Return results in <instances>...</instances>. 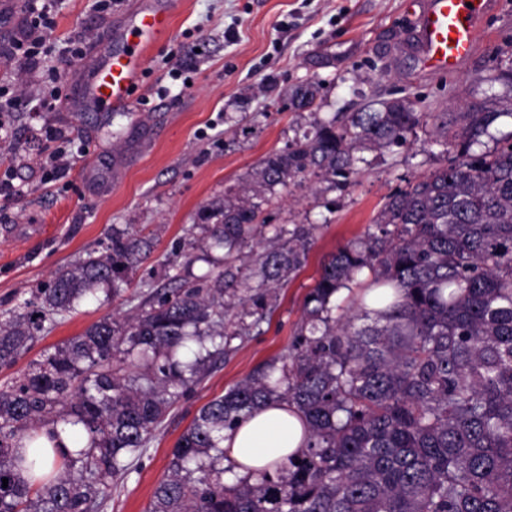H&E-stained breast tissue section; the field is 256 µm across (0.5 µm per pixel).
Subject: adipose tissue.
Instances as JSON below:
<instances>
[{
	"label": "adipose tissue",
	"instance_id": "adipose-tissue-1",
	"mask_svg": "<svg viewBox=\"0 0 512 512\" xmlns=\"http://www.w3.org/2000/svg\"><path fill=\"white\" fill-rule=\"evenodd\" d=\"M304 430L287 405L268 406L224 433V449L235 463L251 469L281 463L299 449Z\"/></svg>",
	"mask_w": 512,
	"mask_h": 512
}]
</instances>
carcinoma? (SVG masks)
I'll use <instances>...</instances> for the list:
<instances>
[{
  "mask_svg": "<svg viewBox=\"0 0 512 512\" xmlns=\"http://www.w3.org/2000/svg\"><path fill=\"white\" fill-rule=\"evenodd\" d=\"M314 101L310 85L290 96L295 110ZM505 108L471 107L456 131L436 126L431 143L446 152L458 142L456 157L390 195L375 230L323 261L292 352L197 410L146 512H512V141L471 152L512 116V99ZM424 118L394 99L340 126L315 122L196 213L187 232L224 249L223 272L202 285L175 275L135 315L103 316L1 384L0 512H95L126 459L145 453L175 400L239 335L236 319L265 320L269 297L306 264L317 225H273L253 258L258 284L240 277L234 254L262 234L267 194L307 178L344 189L358 151L404 144ZM107 240L106 252L58 269L25 312L0 316L1 370L54 316L100 291L119 296L154 246L114 226ZM365 270L375 295L349 316L333 299ZM226 287L237 291L228 303ZM115 360L136 371L116 372ZM274 403L297 413L305 444L240 475L224 463V431ZM61 424L81 427L85 443L39 476L38 438L61 447Z\"/></svg>",
  "mask_w": 512,
  "mask_h": 512,
  "instance_id": "obj_1",
  "label": "carcinoma"
}]
</instances>
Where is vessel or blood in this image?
Instances as JSON below:
<instances>
[{
  "label": "vessel or blood",
  "instance_id": "b4317fda",
  "mask_svg": "<svg viewBox=\"0 0 512 512\" xmlns=\"http://www.w3.org/2000/svg\"><path fill=\"white\" fill-rule=\"evenodd\" d=\"M489 0H430L418 23L419 49L438 72H454L471 54L477 27ZM170 8L145 0L128 24L95 49L96 64L81 99L99 112H123L133 106L136 89L154 51L171 37Z\"/></svg>",
  "mask_w": 512,
  "mask_h": 512
}]
</instances>
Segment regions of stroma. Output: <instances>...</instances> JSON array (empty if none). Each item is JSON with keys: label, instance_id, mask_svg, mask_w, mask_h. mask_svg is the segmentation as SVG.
Returning a JSON list of instances; mask_svg holds the SVG:
<instances>
[{"label": "stroma", "instance_id": "obj_1", "mask_svg": "<svg viewBox=\"0 0 512 512\" xmlns=\"http://www.w3.org/2000/svg\"><path fill=\"white\" fill-rule=\"evenodd\" d=\"M142 0H116L100 19L95 0H62L52 37L78 33L90 45L107 38ZM428 0H176L171 48L192 52L190 86L172 80L165 51L152 54L134 112H36L29 100L46 70L28 77L29 96L13 114V137L0 141V313L22 309L55 271L88 250H104L118 227L152 236L155 247L120 296L85 301L58 315L28 359L80 335L108 313L132 314L176 270L173 254L193 251L183 275L191 283L224 269V253L207 250L193 230L196 212L238 186L266 155L311 130L315 120L350 116L378 103L409 99L416 111L456 118L473 106L498 108L512 98V0H492L475 50L456 73L430 70L414 42ZM316 90L311 109L288 107L292 90ZM64 131L75 154L65 176L49 164ZM432 127H416L402 146L364 151L345 190L304 181L277 190L264 205L270 224L315 225L305 266L272 300L267 318L232 339L193 391L178 399L146 453L129 459L99 512H144L166 473L171 451L197 410L288 354L303 302L329 254L362 237L389 195L449 163L431 145ZM28 359L19 360L25 368Z\"/></svg>", "mask_w": 512, "mask_h": 512}]
</instances>
